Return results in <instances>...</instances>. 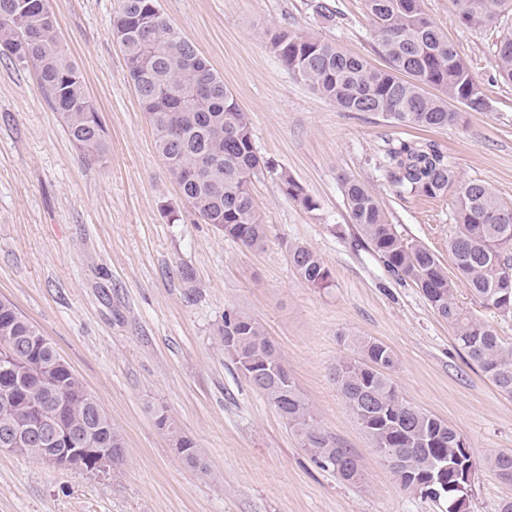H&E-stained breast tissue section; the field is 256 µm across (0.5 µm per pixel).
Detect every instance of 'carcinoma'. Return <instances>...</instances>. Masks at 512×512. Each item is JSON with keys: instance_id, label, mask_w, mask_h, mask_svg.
<instances>
[{"instance_id": "1", "label": "carcinoma", "mask_w": 512, "mask_h": 512, "mask_svg": "<svg viewBox=\"0 0 512 512\" xmlns=\"http://www.w3.org/2000/svg\"><path fill=\"white\" fill-rule=\"evenodd\" d=\"M20 0H0V52L31 63L49 106L59 113L84 156L103 151L105 131L85 80L68 57L52 10L26 12ZM387 66L375 68L360 57L307 34L271 35L281 61L325 100L345 112H375L405 126L440 129L461 125L462 104L471 111L489 107L470 65L430 19L422 0H365ZM461 25L495 28L512 15V0H452ZM112 34L121 45L140 107L155 130V146L181 196L206 224L246 248L262 250L267 225L250 191L251 177L271 168L254 147L250 116L224 78L181 30L161 12L159 0H117ZM498 77L512 85V32L493 44ZM385 167L399 194L456 197L455 230L448 239L456 273L449 275L427 247L405 239L389 223L375 194L362 183L343 179L352 224L382 259L388 272L411 280L433 312L452 329L466 355L498 391L512 398V343L493 325L471 315L456 301L457 282L468 285L481 304L512 315V208L476 180L460 178L447 155L424 141H401L385 151ZM282 191L306 209L315 202L287 173L278 174ZM300 279L313 288L330 286L331 273L315 251L288 247ZM224 356L246 374L278 410L317 467L344 482L361 484L364 474L351 449L321 426L313 408L288 372L280 348L251 315L229 308L217 328ZM356 356L336 363L337 390L357 425L401 487L425 494L440 465L448 476L468 445L448 422L404 400L389 371L398 358L388 345L356 342ZM159 429L170 437L183 463L203 471L206 462L164 406L154 411ZM90 433L96 447L112 450L101 462L75 438ZM30 438L27 455L56 458V467L89 473L119 470L125 456L121 434L96 397L87 390L49 339L11 302L0 300V441ZM503 481L512 483V452L490 457Z\"/></svg>"}]
</instances>
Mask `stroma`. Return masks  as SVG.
Wrapping results in <instances>:
<instances>
[{
	"label": "stroma",
	"instance_id": "1",
	"mask_svg": "<svg viewBox=\"0 0 512 512\" xmlns=\"http://www.w3.org/2000/svg\"><path fill=\"white\" fill-rule=\"evenodd\" d=\"M251 118L259 156L312 197L308 210L259 171L251 188L268 226L265 250L224 238L183 201L155 149L124 55L112 36L116 0H49L106 131L86 159L45 100L33 66L0 55V299L12 302L82 378L125 439L119 472L59 469L0 449V512H447L404 490L374 453L332 379L357 337L397 355L400 395L458 429L475 453L467 512L512 498L488 458L512 451V398L467 364L451 329L412 282L389 273L361 240L342 180L379 198L410 241L452 267L455 195H397L383 166L392 141L425 139L512 207V85L493 67L499 30L459 24L451 0H423L483 85L490 106L460 127L419 131L372 112H343L289 71L277 31L308 34L385 67L365 0H159ZM319 254L331 285L304 283L288 247ZM266 327L322 427L353 449L365 482L318 468L275 407L225 358V309ZM166 406L205 470L186 467L155 424Z\"/></svg>",
	"mask_w": 512,
	"mask_h": 512
}]
</instances>
